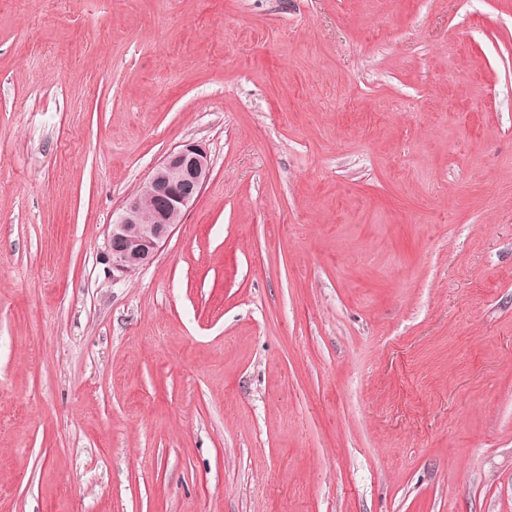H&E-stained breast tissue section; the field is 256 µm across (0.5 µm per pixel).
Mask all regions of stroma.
<instances>
[{
    "instance_id": "stroma-1",
    "label": "stroma",
    "mask_w": 512,
    "mask_h": 512,
    "mask_svg": "<svg viewBox=\"0 0 512 512\" xmlns=\"http://www.w3.org/2000/svg\"><path fill=\"white\" fill-rule=\"evenodd\" d=\"M0 512H512V0L0 12ZM210 175L206 149L186 143L170 151L152 170L139 191L128 197L109 225L106 251L114 279L135 274L150 264L177 224L200 197ZM158 202L152 218L144 202Z\"/></svg>"
}]
</instances>
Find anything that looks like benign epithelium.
<instances>
[{
    "label": "benign epithelium",
    "instance_id": "7a95c632",
    "mask_svg": "<svg viewBox=\"0 0 512 512\" xmlns=\"http://www.w3.org/2000/svg\"><path fill=\"white\" fill-rule=\"evenodd\" d=\"M209 175L210 158L200 144L186 143L164 157L109 225L113 278L131 276L154 260L176 227L172 216L186 214Z\"/></svg>",
    "mask_w": 512,
    "mask_h": 512
}]
</instances>
